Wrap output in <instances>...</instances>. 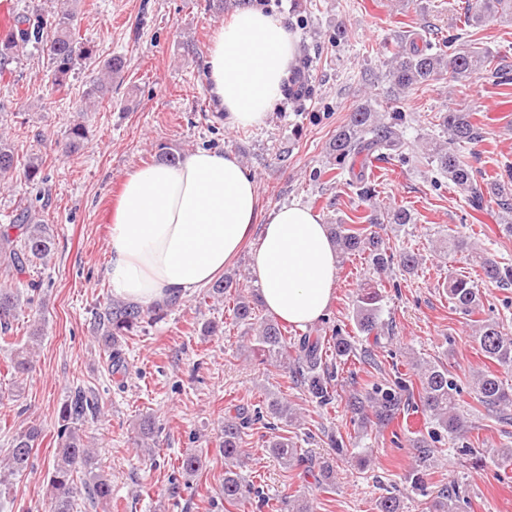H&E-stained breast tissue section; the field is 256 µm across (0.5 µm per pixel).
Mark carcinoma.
I'll list each match as a JSON object with an SVG mask.
<instances>
[{
	"label": "carcinoma",
	"instance_id": "1",
	"mask_svg": "<svg viewBox=\"0 0 512 512\" xmlns=\"http://www.w3.org/2000/svg\"><path fill=\"white\" fill-rule=\"evenodd\" d=\"M512 14V0H465L464 29L433 43L420 34L404 37L397 43L390 57L384 59L389 77L387 99L399 100L433 80L446 79L450 84L469 82L485 73L493 77V84H508L506 66L494 61V57L476 46L472 27H480ZM74 11L66 8L58 11L49 23L51 37L47 43L51 60V84L59 89L69 83L71 72L77 61L89 59L91 48L75 36ZM29 29L20 28L12 37L0 41V68L12 61L30 42ZM124 68L121 56L105 60L101 76L89 81L82 93V102L99 104L112 97V76ZM403 115L394 110L380 112L371 104H363L350 114L349 121L336 133L330 150L336 157V165L353 168L356 162L370 159L385 160L402 157ZM440 126L448 135V141L438 144L429 153L437 170L445 175L464 195L474 208L483 206L485 198L495 200L502 213L506 230L512 233V166L506 165L494 176L477 180L472 168L461 158L457 148L482 138V128L473 122V113L466 109L445 112L440 116ZM43 162L33 157L17 170L14 152L0 137V179L16 176L27 183L43 180ZM345 185L354 190L362 201L372 200L376 187L361 174ZM412 213L407 208L393 211L371 209L360 217L358 224H336L331 235L337 250L343 254L367 256L374 270L382 272L394 261V255L384 247L381 237L373 228L380 224H409ZM448 253L458 255L478 266L484 281L507 290L512 288V265L501 262L494 255L473 248L465 239L448 235L444 241ZM54 249V233L47 224H38L31 211L24 210L13 223L0 228V269L26 272L34 261L43 264L51 260ZM234 285L233 278L214 283L203 293L202 299L224 300V295ZM41 285L36 281L27 283L26 290L0 288V346L10 351L11 368L20 379L35 369V361L26 347L11 341L9 332L17 313L26 307L33 312V322H40L43 307L36 304ZM445 288L448 299L456 311L471 316L481 310L482 291L478 284L468 278L451 276ZM378 293L367 292L358 298L353 308V322L356 329L367 336L379 333L381 307ZM179 305L174 299L163 305L146 310L121 300H109L96 309L93 315V333L109 353L110 363L123 367L122 343L130 335L167 315L169 309ZM233 314L235 319L247 326L251 332L253 349L262 353L265 361L289 372L307 387V392L317 403L326 405L334 399L331 376L323 362L325 341L319 336H299L288 343V336L280 324L271 318L257 315L255 303L249 297L237 294ZM474 341L483 357L497 365L512 368V336L504 332L503 323L497 318L481 321L475 329ZM420 389L405 378L387 384H378L363 392L349 394L347 403L351 413L361 420H371L379 426H386L410 407L430 416L436 430L433 438L446 433L455 437L465 431V421L456 410V395L460 389L455 379L448 374V368L433 365L419 372ZM472 393L490 416H503L512 408V389L490 371L480 372L472 386ZM99 404L85 389L77 387L70 392L59 412L57 437L59 449L47 469L48 512H74L76 501L83 496L91 504H107L112 499V482L98 465L97 454L89 444L90 436L84 433L82 425L88 418L97 417ZM267 417L292 425L298 421L294 406L275 394L268 395L264 405ZM251 423V418L238 415L224 420L220 449L224 457V478L221 484L224 502L236 503L256 492L246 482L243 468L246 466V452L241 446V433ZM159 432L155 419L144 416L138 424L137 444L151 451V445ZM41 428L32 424L18 432L12 439L6 462L0 463V499L10 493L12 479L27 470L31 464L33 449L38 447ZM417 448L415 466L410 477L412 488L430 497L428 512H458L460 508L459 485L450 480L429 491L424 480L429 462L433 459L434 448L425 438L414 443ZM270 454L284 467L301 460V453L295 443L281 435H273L267 441ZM203 467L202 457L187 453L181 457L179 469L187 478L195 476ZM83 478H77V474Z\"/></svg>",
	"mask_w": 512,
	"mask_h": 512
}]
</instances>
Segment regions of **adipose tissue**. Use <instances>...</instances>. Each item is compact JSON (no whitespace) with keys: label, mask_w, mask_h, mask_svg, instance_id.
Segmentation results:
<instances>
[{"label":"adipose tissue","mask_w":512,"mask_h":512,"mask_svg":"<svg viewBox=\"0 0 512 512\" xmlns=\"http://www.w3.org/2000/svg\"><path fill=\"white\" fill-rule=\"evenodd\" d=\"M296 59L283 17L242 7L210 41L208 95L230 125H262L283 99ZM256 232L253 273L266 308L290 324L317 321L336 278L327 226L298 204L261 217L256 183L221 151L199 150L126 177L109 218L107 276L114 293L144 306L183 299L216 280Z\"/></svg>","instance_id":"ef3b65f1"}]
</instances>
